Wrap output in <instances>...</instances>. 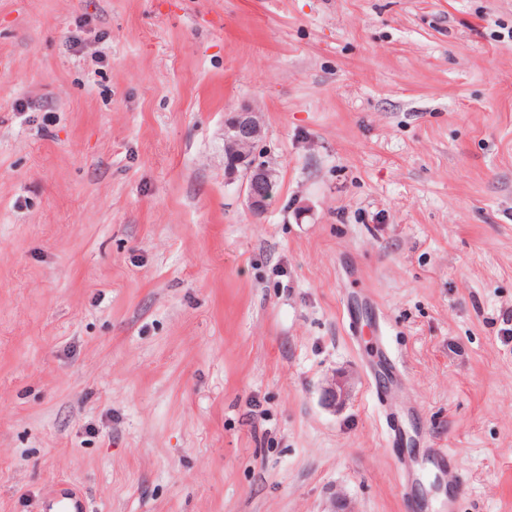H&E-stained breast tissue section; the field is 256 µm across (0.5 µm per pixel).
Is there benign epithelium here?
I'll use <instances>...</instances> for the list:
<instances>
[{"mask_svg":"<svg viewBox=\"0 0 512 512\" xmlns=\"http://www.w3.org/2000/svg\"><path fill=\"white\" fill-rule=\"evenodd\" d=\"M263 137L262 127L254 112L243 108L225 120L224 150L225 157L232 161L227 171L233 174L237 166H246L247 176L243 183V194L249 210L262 214L267 209V198L255 191L258 184L276 185L275 171L266 163L257 159L255 148Z\"/></svg>","mask_w":512,"mask_h":512,"instance_id":"1","label":"benign epithelium"}]
</instances>
